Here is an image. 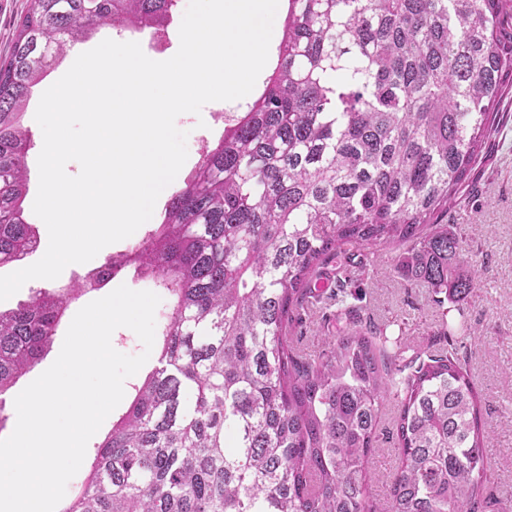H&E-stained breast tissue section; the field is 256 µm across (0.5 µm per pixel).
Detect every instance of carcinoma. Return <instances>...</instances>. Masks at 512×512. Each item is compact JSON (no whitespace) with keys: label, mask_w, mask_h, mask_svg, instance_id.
I'll use <instances>...</instances> for the list:
<instances>
[{"label":"carcinoma","mask_w":512,"mask_h":512,"mask_svg":"<svg viewBox=\"0 0 512 512\" xmlns=\"http://www.w3.org/2000/svg\"><path fill=\"white\" fill-rule=\"evenodd\" d=\"M177 0H29L0 60V267L34 251L24 217V106L91 31L161 27ZM512 0H289L262 93L145 240L61 289L0 310V397L45 354L70 300L133 265L172 306L154 370L96 446L62 512H508L487 485L482 429L456 337L405 356L336 285V346L294 345L321 268L393 272L458 304L481 283L439 215L497 128L512 87ZM367 253L352 262L350 250ZM400 398L401 464L384 507L366 465L384 398Z\"/></svg>","instance_id":"1"}]
</instances>
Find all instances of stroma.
I'll use <instances>...</instances> for the list:
<instances>
[{
    "label": "stroma",
    "instance_id": "obj_1",
    "mask_svg": "<svg viewBox=\"0 0 512 512\" xmlns=\"http://www.w3.org/2000/svg\"><path fill=\"white\" fill-rule=\"evenodd\" d=\"M187 3L188 0H178L162 31L153 28L99 29L56 60L34 88L23 117V124L32 139L26 158L28 184L23 208L40 242L48 240L44 222L33 212L38 190L37 158L43 146L35 112L42 93L69 69L80 53L107 38L139 42L145 55L156 61L171 58L179 48V27ZM245 109L246 102L242 99L216 101L205 105L200 114L185 113L177 118V127L188 133V158L175 178L173 188L164 189L159 196L154 210L155 221H162L174 187L182 186L194 174L204 146H216L223 138L225 113ZM498 111L499 129L471 173L470 184L463 191V202L449 211L445 221L456 225L465 234L482 264L481 286L462 304L465 320L479 335L478 340L466 342L470 354L469 375L481 395L485 429L491 434L487 450L490 481L500 500L512 501V93L501 100ZM397 253L394 247L382 250L370 277L356 283L354 294L371 319L387 324L389 340L398 342L411 353L429 346L441 322V314L430 289L407 286L392 272L390 263ZM122 284L136 291H156L161 299L160 310H168L170 297L165 289L155 288L150 279L138 274L134 268L122 269L104 288L72 300L50 349L19 379L17 390L24 389L55 361L77 311Z\"/></svg>",
    "mask_w": 512,
    "mask_h": 512
}]
</instances>
